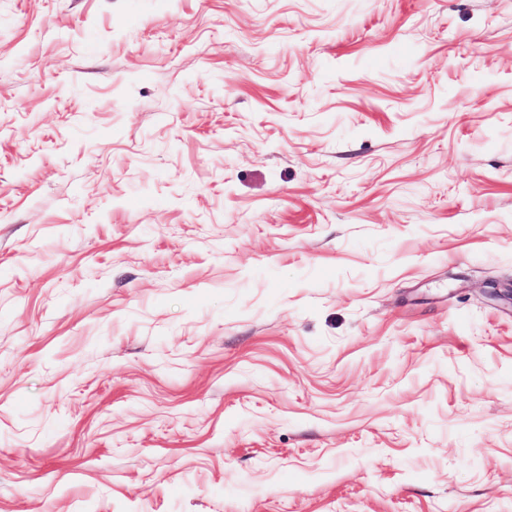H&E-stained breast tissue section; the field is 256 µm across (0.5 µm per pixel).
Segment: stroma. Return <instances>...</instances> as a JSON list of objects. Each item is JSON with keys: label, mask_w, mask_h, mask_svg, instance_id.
<instances>
[{"label": "stroma", "mask_w": 512, "mask_h": 512, "mask_svg": "<svg viewBox=\"0 0 512 512\" xmlns=\"http://www.w3.org/2000/svg\"><path fill=\"white\" fill-rule=\"evenodd\" d=\"M512 0H0V512H512Z\"/></svg>", "instance_id": "obj_1"}]
</instances>
